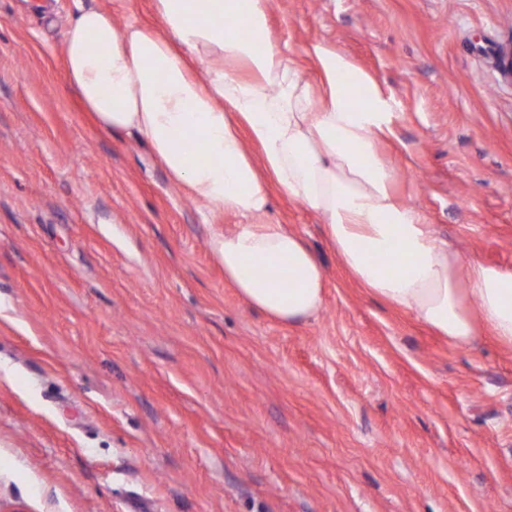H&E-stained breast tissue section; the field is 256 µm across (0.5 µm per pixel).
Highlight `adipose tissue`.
<instances>
[{
    "instance_id": "1",
    "label": "adipose tissue",
    "mask_w": 512,
    "mask_h": 512,
    "mask_svg": "<svg viewBox=\"0 0 512 512\" xmlns=\"http://www.w3.org/2000/svg\"><path fill=\"white\" fill-rule=\"evenodd\" d=\"M166 32L119 25L77 0L69 78L101 128L133 135L205 213L241 218L208 245L253 309L300 324L324 303V269L297 233L263 223L273 191L321 215L349 275L457 345L512 347V270L467 262L394 192L378 153L385 99L338 51L313 46L311 86L274 40L270 0H154Z\"/></svg>"
}]
</instances>
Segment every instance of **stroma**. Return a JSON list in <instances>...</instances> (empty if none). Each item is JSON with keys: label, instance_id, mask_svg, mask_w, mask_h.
Here are the masks:
<instances>
[{"label": "stroma", "instance_id": "1", "mask_svg": "<svg viewBox=\"0 0 512 512\" xmlns=\"http://www.w3.org/2000/svg\"><path fill=\"white\" fill-rule=\"evenodd\" d=\"M0 0V512H512V349L454 345L341 267L274 194L325 299L247 306L151 150L70 85L75 0ZM390 107L395 191L466 259L512 270V0H270Z\"/></svg>", "mask_w": 512, "mask_h": 512}]
</instances>
